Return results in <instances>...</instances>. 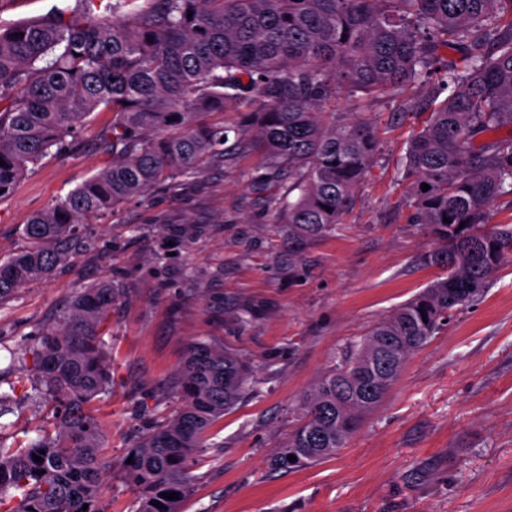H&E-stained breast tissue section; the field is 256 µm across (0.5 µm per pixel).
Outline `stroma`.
<instances>
[{"mask_svg": "<svg viewBox=\"0 0 512 512\" xmlns=\"http://www.w3.org/2000/svg\"><path fill=\"white\" fill-rule=\"evenodd\" d=\"M405 95L415 106L409 113L399 100L354 92L332 104L347 112L360 103L381 152L342 230L311 245L301 268L289 269L277 215L242 177L261 162L249 131L231 164L153 188L85 225L91 250L0 307V390L17 395L0 441L23 447L54 425L12 357L84 285L109 280L124 293L104 334L112 392L95 405L113 466L105 512H131L135 493L121 463L154 419L178 405L169 379L189 344L215 337L257 366L256 384L200 456L182 512H512V265L412 355L340 453L292 471L271 465L334 358L442 274L423 261L435 241L408 223L398 174L420 113L434 105L425 87ZM111 120L103 112L79 127L73 145L52 150L0 199V258L22 249L32 213L111 163L99 143ZM246 309L253 315L243 325Z\"/></svg>", "mask_w": 512, "mask_h": 512, "instance_id": "35a3bbf8", "label": "stroma"}]
</instances>
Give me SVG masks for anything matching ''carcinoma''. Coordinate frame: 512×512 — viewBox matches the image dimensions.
<instances>
[{
    "mask_svg": "<svg viewBox=\"0 0 512 512\" xmlns=\"http://www.w3.org/2000/svg\"><path fill=\"white\" fill-rule=\"evenodd\" d=\"M92 2L0 32V198L93 113H112L99 133L112 165L23 225L26 245L0 260V307L89 250L82 228L92 218L230 161L229 128L206 117L241 101L253 105L243 119L261 152L251 183L280 217L288 264L300 261L312 241L341 230L379 152L365 113L327 121L324 105L345 90L398 94L436 73L439 49L462 54L464 73L439 74L437 90L448 95L413 131L400 165L408 223L439 242L423 260L444 276L314 384L272 466L337 454L408 358L512 262V227L489 225L493 203L512 196V138L475 142L512 125V0H114L99 19ZM121 294L109 281L84 286L29 350L35 392L56 426L24 448L0 441V512H105L111 462L90 405L112 391L103 334ZM254 374L217 339L190 344L173 377L180 404L123 464L133 512H181L197 457Z\"/></svg>",
    "mask_w": 512,
    "mask_h": 512,
    "instance_id": "cac0c4a2",
    "label": "carcinoma"
}]
</instances>
